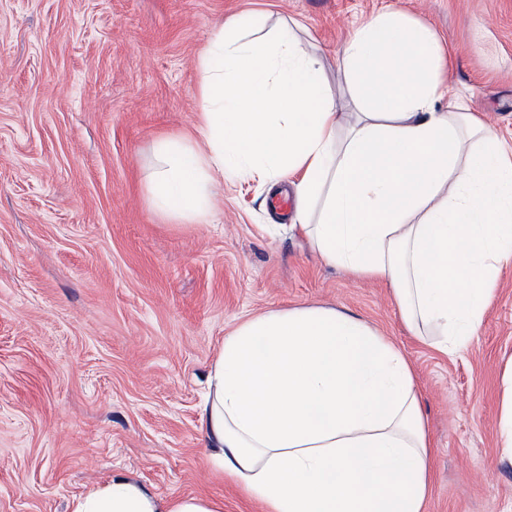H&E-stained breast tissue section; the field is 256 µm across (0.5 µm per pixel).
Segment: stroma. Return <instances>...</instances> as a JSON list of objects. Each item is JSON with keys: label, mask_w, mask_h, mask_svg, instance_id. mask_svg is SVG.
I'll use <instances>...</instances> for the list:
<instances>
[{"label": "stroma", "mask_w": 512, "mask_h": 512, "mask_svg": "<svg viewBox=\"0 0 512 512\" xmlns=\"http://www.w3.org/2000/svg\"><path fill=\"white\" fill-rule=\"evenodd\" d=\"M390 10L434 33L445 85L512 155V0H0V512H72L116 476L262 512L209 462L207 375L242 319L303 303L360 315L411 365L434 445L424 512H512V263L445 355L411 335L388 287L326 265L264 186L225 184L207 224L147 200L157 142L194 130L216 26L297 22L348 116L338 58ZM503 417L501 424V448L506 456L512 458V374L506 380V388L502 399Z\"/></svg>", "instance_id": "1"}]
</instances>
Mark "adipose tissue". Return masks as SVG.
Listing matches in <instances>:
<instances>
[{
	"instance_id": "adipose-tissue-1",
	"label": "adipose tissue",
	"mask_w": 512,
	"mask_h": 512,
	"mask_svg": "<svg viewBox=\"0 0 512 512\" xmlns=\"http://www.w3.org/2000/svg\"><path fill=\"white\" fill-rule=\"evenodd\" d=\"M260 24L247 14L213 31L194 135L158 143L151 208L205 224L215 182L290 185L293 223L320 258L386 284L413 336L456 353L512 261V160L497 130L446 94L435 36L398 12L358 26L342 51L359 106L348 125L293 25L261 36ZM209 379L211 459L266 512H424L432 447L415 376L359 315L297 305L248 316ZM73 512L223 506L164 502L117 476Z\"/></svg>"
}]
</instances>
